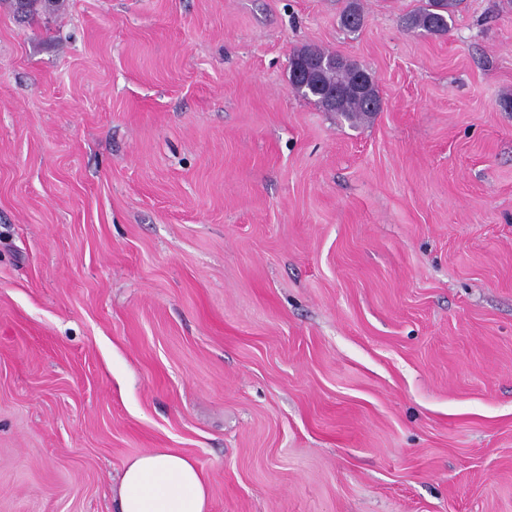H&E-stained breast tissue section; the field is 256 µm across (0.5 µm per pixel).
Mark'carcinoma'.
<instances>
[{
	"mask_svg": "<svg viewBox=\"0 0 512 512\" xmlns=\"http://www.w3.org/2000/svg\"><path fill=\"white\" fill-rule=\"evenodd\" d=\"M63 0H11L14 10L24 17L58 11ZM464 0H423L409 19V26L423 33L440 35L448 32L453 18ZM363 18L360 0H349L340 17L348 31L359 28ZM310 65L312 77L290 78L293 91L313 100L325 112H334L356 123L374 116L381 109V99L373 76L351 60L319 48L304 47L293 52L289 65L295 61Z\"/></svg>",
	"mask_w": 512,
	"mask_h": 512,
	"instance_id": "obj_1",
	"label": "carcinoma"
}]
</instances>
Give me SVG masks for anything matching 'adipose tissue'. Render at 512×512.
Wrapping results in <instances>:
<instances>
[{"instance_id": "adipose-tissue-1", "label": "adipose tissue", "mask_w": 512, "mask_h": 512, "mask_svg": "<svg viewBox=\"0 0 512 512\" xmlns=\"http://www.w3.org/2000/svg\"><path fill=\"white\" fill-rule=\"evenodd\" d=\"M209 490L188 457L156 450L128 462L115 501L116 512H208Z\"/></svg>"}]
</instances>
